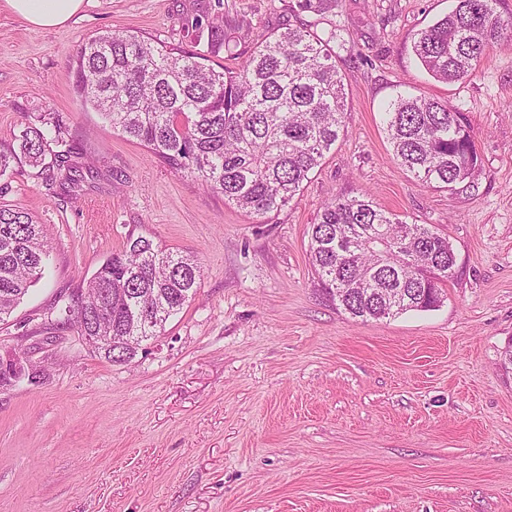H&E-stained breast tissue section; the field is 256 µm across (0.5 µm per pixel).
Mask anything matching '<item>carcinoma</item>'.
<instances>
[{"instance_id": "cac0c4a2", "label": "carcinoma", "mask_w": 512, "mask_h": 512, "mask_svg": "<svg viewBox=\"0 0 512 512\" xmlns=\"http://www.w3.org/2000/svg\"><path fill=\"white\" fill-rule=\"evenodd\" d=\"M497 4L457 0L417 34L416 62L448 84L471 75L512 30ZM191 27L190 50L122 32L89 38L72 67L75 88L112 130L172 172L246 213H276L322 165L344 123L336 32L321 36L298 26L264 35L237 66L217 70L208 62L232 42L224 14ZM384 115L392 154L406 172L439 188L475 187L480 159L470 126L447 100L400 94ZM51 142L58 150H47ZM19 148L63 191L88 167L54 116L25 127ZM49 249L43 226L29 213L0 205V321L42 277ZM309 253L323 290L363 321L436 307L456 274L447 237L382 210L367 195L325 202L310 226ZM200 278L193 256L130 235L83 280L103 304L89 300L75 310L71 295H62L56 325L84 331L105 358L127 362L180 313Z\"/></svg>"}]
</instances>
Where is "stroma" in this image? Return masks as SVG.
Segmentation results:
<instances>
[{
    "label": "stroma",
    "instance_id": "1",
    "mask_svg": "<svg viewBox=\"0 0 512 512\" xmlns=\"http://www.w3.org/2000/svg\"><path fill=\"white\" fill-rule=\"evenodd\" d=\"M210 0H85L31 28L0 0V204L43 224V278L0 322V360L37 372L0 389V512H512V38L444 84L415 65L414 35L452 0H223L234 51L306 24L335 31L347 114L324 164L278 214L256 217L171 173L83 109L70 61L90 36L131 32L190 47ZM468 119L475 188L438 189L392 157L382 120L397 92ZM60 115L94 163L69 192L18 152ZM370 194L433 225L458 262L440 307L378 321L326 297L309 229L331 197ZM143 236L193 255L191 302L125 363L55 328L61 294Z\"/></svg>",
    "mask_w": 512,
    "mask_h": 512
}]
</instances>
